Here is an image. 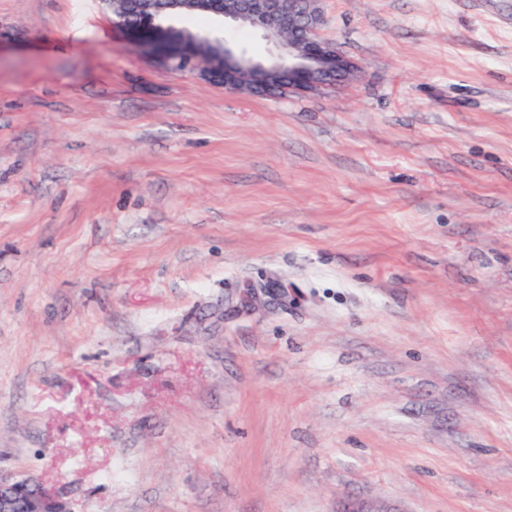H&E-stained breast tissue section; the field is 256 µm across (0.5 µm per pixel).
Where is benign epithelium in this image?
<instances>
[{
  "label": "benign epithelium",
  "mask_w": 512,
  "mask_h": 512,
  "mask_svg": "<svg viewBox=\"0 0 512 512\" xmlns=\"http://www.w3.org/2000/svg\"><path fill=\"white\" fill-rule=\"evenodd\" d=\"M174 7L188 14L208 13L232 22L240 28L259 29L276 40L277 54L269 61L250 59V64L224 77V89L251 94L261 86H273L282 77L288 78V90L301 93L326 90L351 81L358 67L336 46L320 38L323 23L321 0H171ZM114 28L124 32L132 43L157 66L168 68L172 59L181 70L212 82L215 62L209 58L205 45L194 49L181 48L166 37V27L151 18L131 25L125 17L112 14ZM31 476L24 473H0V512H15ZM25 512H74L71 505L45 487L24 504ZM336 512H399L387 507L371 508L363 502L345 499Z\"/></svg>",
  "instance_id": "benign-epithelium-1"
}]
</instances>
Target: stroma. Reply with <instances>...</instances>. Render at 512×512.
Segmentation results:
<instances>
[{
  "label": "stroma",
  "mask_w": 512,
  "mask_h": 512,
  "mask_svg": "<svg viewBox=\"0 0 512 512\" xmlns=\"http://www.w3.org/2000/svg\"><path fill=\"white\" fill-rule=\"evenodd\" d=\"M246 95L0 0V469L74 512H512V0H322Z\"/></svg>",
  "instance_id": "1"
}]
</instances>
